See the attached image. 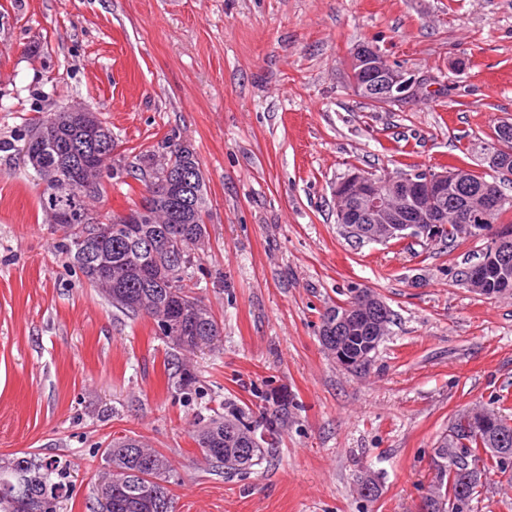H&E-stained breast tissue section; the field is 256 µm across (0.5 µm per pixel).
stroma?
<instances>
[{
  "instance_id": "1",
  "label": "stroma",
  "mask_w": 512,
  "mask_h": 512,
  "mask_svg": "<svg viewBox=\"0 0 512 512\" xmlns=\"http://www.w3.org/2000/svg\"><path fill=\"white\" fill-rule=\"evenodd\" d=\"M363 43L427 95L387 109L359 97L345 63ZM76 103L111 128L121 166L172 141L195 149L210 239L190 285L219 351L168 343L58 250L18 149ZM502 120L512 0H0V454L63 471L59 512H92L122 435L167 457L176 512H417L452 419L512 410V295L461 282L488 239L359 242L332 188L354 166L480 170L470 147ZM103 181L102 212L145 191L126 174ZM361 288L394 321L354 369L322 346L321 316ZM275 397L288 418L271 457L242 471L205 458L199 419Z\"/></svg>"
}]
</instances>
